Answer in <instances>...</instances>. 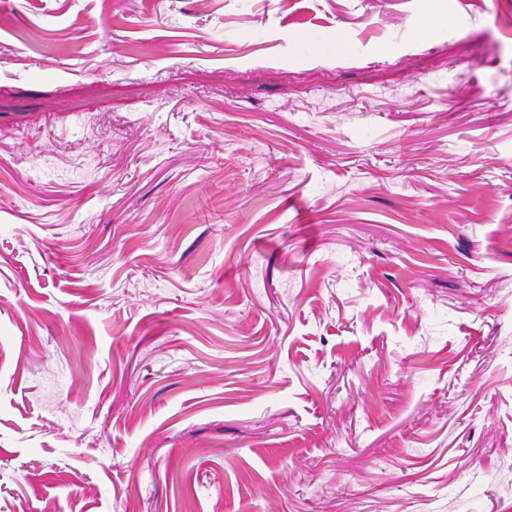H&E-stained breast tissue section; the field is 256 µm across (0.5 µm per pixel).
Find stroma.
I'll list each match as a JSON object with an SVG mask.
<instances>
[{"label":"stroma","mask_w":512,"mask_h":512,"mask_svg":"<svg viewBox=\"0 0 512 512\" xmlns=\"http://www.w3.org/2000/svg\"><path fill=\"white\" fill-rule=\"evenodd\" d=\"M0 512H512V0H0Z\"/></svg>","instance_id":"obj_1"}]
</instances>
